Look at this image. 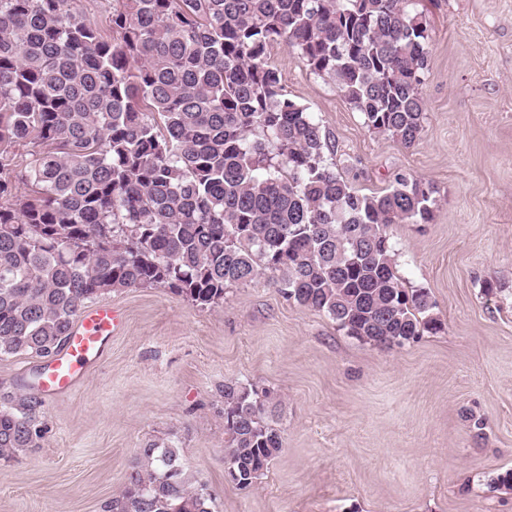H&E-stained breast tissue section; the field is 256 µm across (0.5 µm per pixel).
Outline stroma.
Segmentation results:
<instances>
[{
	"mask_svg": "<svg viewBox=\"0 0 512 512\" xmlns=\"http://www.w3.org/2000/svg\"><path fill=\"white\" fill-rule=\"evenodd\" d=\"M430 21L421 139L369 130L276 45L290 98L363 194L431 183L432 223L392 224L405 287L442 328L390 348L259 280L210 309L164 288L102 295L124 316L72 391L43 399L38 446L0 462V512H112L140 448L177 447L215 512H512V0H415ZM44 358L0 357V397L37 393ZM277 394L283 453L250 489L224 478L225 380Z\"/></svg>",
	"mask_w": 512,
	"mask_h": 512,
	"instance_id": "stroma-1",
	"label": "stroma"
}]
</instances>
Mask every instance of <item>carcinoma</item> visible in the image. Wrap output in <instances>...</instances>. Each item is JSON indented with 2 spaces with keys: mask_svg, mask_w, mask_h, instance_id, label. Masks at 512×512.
I'll use <instances>...</instances> for the list:
<instances>
[{
  "mask_svg": "<svg viewBox=\"0 0 512 512\" xmlns=\"http://www.w3.org/2000/svg\"><path fill=\"white\" fill-rule=\"evenodd\" d=\"M78 2L0 0V356L53 355L105 293L166 288L205 309L261 278L365 343L441 328L386 234L431 223L433 186L397 173L382 194L356 191L269 61L287 46L369 130L411 148L431 61L412 0H113L110 39ZM222 397L225 478L245 489L284 449L274 396L227 380ZM40 405L3 397L0 461L43 437ZM212 504L178 449L151 441L115 506Z\"/></svg>",
  "mask_w": 512,
  "mask_h": 512,
  "instance_id": "carcinoma-1",
  "label": "carcinoma"
}]
</instances>
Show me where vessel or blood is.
I'll list each match as a JSON object with an SVG mask.
<instances>
[{"label":"vessel or blood","mask_w":512,"mask_h":512,"mask_svg":"<svg viewBox=\"0 0 512 512\" xmlns=\"http://www.w3.org/2000/svg\"><path fill=\"white\" fill-rule=\"evenodd\" d=\"M120 323L121 315L112 307L100 305L87 310L64 346L50 357L40 382L43 392L56 395L73 389L98 360Z\"/></svg>","instance_id":"vessel-or-blood-1"}]
</instances>
